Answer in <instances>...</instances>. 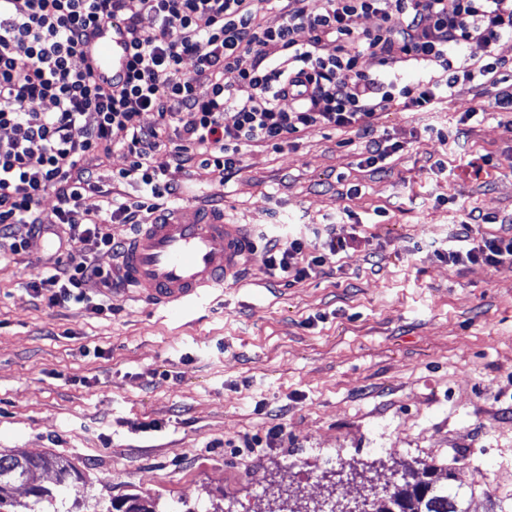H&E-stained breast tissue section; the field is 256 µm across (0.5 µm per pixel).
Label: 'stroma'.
<instances>
[{
  "mask_svg": "<svg viewBox=\"0 0 512 512\" xmlns=\"http://www.w3.org/2000/svg\"><path fill=\"white\" fill-rule=\"evenodd\" d=\"M476 95L490 93L474 81L437 112L382 113L402 146L382 174L331 128L251 148L223 185L193 160L174 171L185 204L221 195L255 233L332 222L357 236L304 282L270 284L259 251L180 312L127 288L104 316L26 291L46 240L0 260V453L62 458L102 497L156 512H302L427 465L455 473L472 512H512V266L436 253L469 210L512 233V121L474 118L452 154L426 132ZM438 161L452 175L432 174ZM275 410L282 446L243 447Z\"/></svg>",
  "mask_w": 512,
  "mask_h": 512,
  "instance_id": "1",
  "label": "stroma"
}]
</instances>
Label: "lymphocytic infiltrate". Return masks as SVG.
<instances>
[{"label": "lymphocytic infiltrate", "mask_w": 512, "mask_h": 512, "mask_svg": "<svg viewBox=\"0 0 512 512\" xmlns=\"http://www.w3.org/2000/svg\"><path fill=\"white\" fill-rule=\"evenodd\" d=\"M275 4L280 21L270 25L264 15ZM145 15L154 20L148 30L139 25ZM362 15L374 26L358 29ZM115 20L125 24L132 49L117 89L102 86L82 63L90 28ZM506 37L512 0H25L21 9L0 0V128L10 131L0 138V255L52 236L43 273L28 283L35 297L111 314V301H93L85 287L96 281L117 289L127 280L90 253L119 257L124 243L109 224L141 227L177 200L181 188L154 164L156 153L168 151L178 166L185 155L198 156L200 168L223 179L240 170L246 148L278 149L331 126L363 139L362 163L375 169L400 150L380 134L379 113L433 112L459 85L483 79L494 90L490 101L470 103L458 126L429 128L453 150L462 123L512 112V84L500 78L512 61L496 52ZM328 42L334 54H322ZM471 43L482 48L480 57H450V49ZM364 53L378 58L385 76L360 68ZM187 58L195 62L190 75L181 67ZM406 68L418 71L415 81L401 80ZM228 73L233 82H225ZM36 99L50 101L52 111L30 109ZM145 112L155 114L153 124L142 123ZM117 131L122 141L114 140ZM117 147L129 160L117 176L136 180L141 198L91 211L86 194H111L96 162ZM50 193L57 205L47 224L40 204ZM317 235L318 253L299 231L265 238L266 276L303 282L354 245L329 224ZM438 256L453 267L512 266V234L477 236L464 223Z\"/></svg>", "instance_id": "lymphocytic-infiltrate-1"}]
</instances>
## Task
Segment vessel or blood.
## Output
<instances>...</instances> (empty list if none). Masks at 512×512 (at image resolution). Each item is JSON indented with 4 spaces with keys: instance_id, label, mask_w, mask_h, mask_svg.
<instances>
[{
    "instance_id": "obj_1",
    "label": "vessel or blood",
    "mask_w": 512,
    "mask_h": 512,
    "mask_svg": "<svg viewBox=\"0 0 512 512\" xmlns=\"http://www.w3.org/2000/svg\"><path fill=\"white\" fill-rule=\"evenodd\" d=\"M84 54L101 84L122 82L130 61L123 24L96 30ZM129 242L123 267L130 284L143 300L170 311L223 289L257 251L248 225L220 209L182 205L164 211Z\"/></svg>"
}]
</instances>
